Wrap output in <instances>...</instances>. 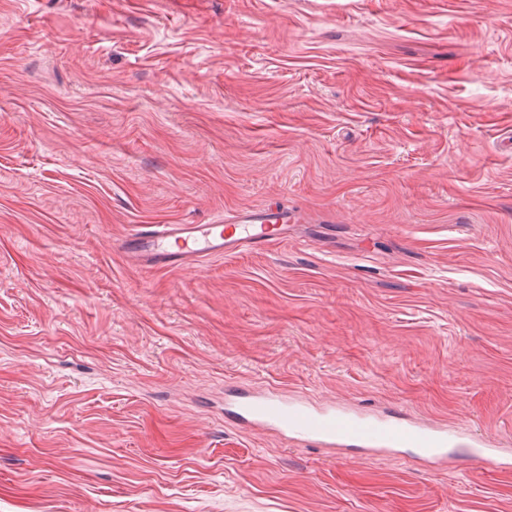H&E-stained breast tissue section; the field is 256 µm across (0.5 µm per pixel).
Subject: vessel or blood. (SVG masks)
<instances>
[{
    "instance_id": "vessel-or-blood-1",
    "label": "vessel or blood",
    "mask_w": 512,
    "mask_h": 512,
    "mask_svg": "<svg viewBox=\"0 0 512 512\" xmlns=\"http://www.w3.org/2000/svg\"><path fill=\"white\" fill-rule=\"evenodd\" d=\"M298 213L279 207H247L208 224H146L121 242L133 262L155 268L190 269L204 257H221L242 248H264L283 241L289 223ZM225 417L237 424L282 435L321 448L363 451L371 458L399 448L413 451L422 470L446 467L456 459L451 438L463 441L466 461L472 466L498 470L512 468V459L502 456L491 443L471 436L468 428L391 420L336 409L314 408L301 400H288L273 390L256 395H230L224 401Z\"/></svg>"
}]
</instances>
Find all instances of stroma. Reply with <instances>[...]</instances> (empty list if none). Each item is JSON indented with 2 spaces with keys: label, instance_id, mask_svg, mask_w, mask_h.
<instances>
[{
  "label": "stroma",
  "instance_id": "1",
  "mask_svg": "<svg viewBox=\"0 0 512 512\" xmlns=\"http://www.w3.org/2000/svg\"><path fill=\"white\" fill-rule=\"evenodd\" d=\"M267 387L512 448V0H0V512H512L225 421ZM296 212L282 207H247L210 224H146L121 241L133 262L155 268L190 269L204 257H222L242 248L283 241Z\"/></svg>",
  "mask_w": 512,
  "mask_h": 512
}]
</instances>
